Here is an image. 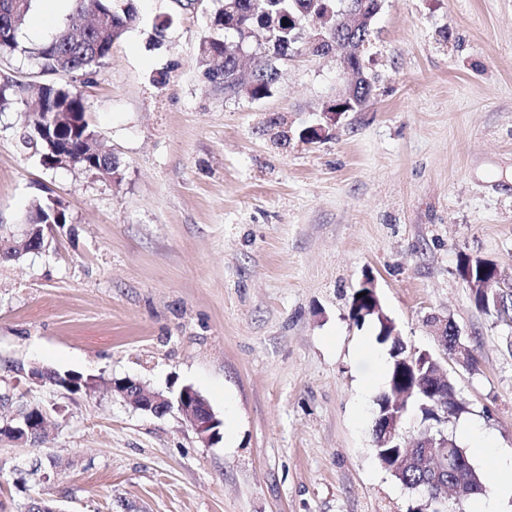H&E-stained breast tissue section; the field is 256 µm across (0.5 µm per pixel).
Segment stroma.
<instances>
[{"mask_svg":"<svg viewBox=\"0 0 512 512\" xmlns=\"http://www.w3.org/2000/svg\"><path fill=\"white\" fill-rule=\"evenodd\" d=\"M132 2L138 24L96 73L57 78L120 180L23 148L34 94L0 112V227L47 198L67 217L49 252L0 259V392L53 410L40 447L0 443V512L37 456L52 480L32 493L66 512H406L372 447L388 351L349 317L366 273L407 345L439 353L429 317L456 321L477 364H446L467 407L448 432L477 421L511 454L512 329L457 268L512 273V0H384L363 54L372 96L315 144L299 134L347 81L335 56L297 48L267 96L228 95L198 63L213 0ZM35 363L193 386L221 437L105 384L27 390Z\"/></svg>","mask_w":512,"mask_h":512,"instance_id":"obj_1","label":"stroma"}]
</instances>
